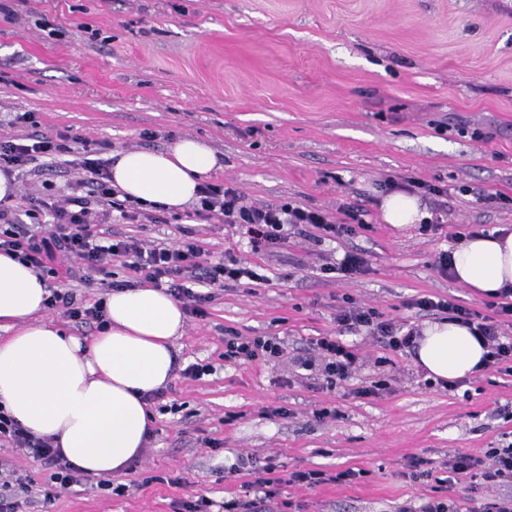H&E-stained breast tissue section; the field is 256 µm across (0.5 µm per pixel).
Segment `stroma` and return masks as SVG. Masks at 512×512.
<instances>
[{
  "instance_id": "stroma-1",
  "label": "stroma",
  "mask_w": 512,
  "mask_h": 512,
  "mask_svg": "<svg viewBox=\"0 0 512 512\" xmlns=\"http://www.w3.org/2000/svg\"><path fill=\"white\" fill-rule=\"evenodd\" d=\"M0 14V118L34 113L37 132L71 130L110 151L163 149L190 136L206 142L220 167L214 183L237 186L246 203H293L364 227L323 239L314 227L288 231L274 249L253 250L244 226L191 212L159 221L99 226L109 243L133 236L145 246L192 240L199 261L230 259L260 282L214 289L202 317L187 315L175 342V370L151 403L155 427L143 456L112 476L123 495L94 476L56 490L51 471L9 448L31 480L15 512H183L195 496L241 498L239 456L273 464L281 482L260 512H400L428 498L477 512L512 484L486 486L444 461L512 444V374L479 372L450 389L427 378L411 350L386 349L368 332L336 323L346 302L375 309L403 328L429 317L420 297L448 296L489 314V300L435 262L473 225L512 231V0H12ZM82 171L57 160L17 176L12 220L30 200L71 194ZM442 188L422 198L440 227L397 229L379 209L388 181ZM363 253L365 274L326 273L345 251ZM103 280L74 286L77 300H104L107 283L140 287L142 273L120 261ZM273 336L274 359L224 357V338ZM354 347L359 367L327 381L298 365L317 340ZM208 375L192 380L191 364ZM383 380L379 397L358 389ZM422 461L431 477L413 475ZM356 469L353 481L308 489L288 473Z\"/></svg>"
}]
</instances>
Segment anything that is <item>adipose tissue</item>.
Masks as SVG:
<instances>
[{
	"label": "adipose tissue",
	"mask_w": 512,
	"mask_h": 512,
	"mask_svg": "<svg viewBox=\"0 0 512 512\" xmlns=\"http://www.w3.org/2000/svg\"><path fill=\"white\" fill-rule=\"evenodd\" d=\"M120 199L184 210L218 159L192 137L162 150L111 155ZM385 223L402 228L426 219L416 195L394 190L381 200ZM454 279L486 297L512 289V232L461 237L451 251ZM46 280L0 253V408L34 434L52 438L67 461L93 475H119L146 448L155 417L148 395L173 377L181 302L158 288L108 294V322L91 338L67 333L45 314ZM415 362L433 380L477 373L485 353L469 329L451 319L424 324Z\"/></svg>",
	"instance_id": "obj_1"
}]
</instances>
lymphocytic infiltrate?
I'll use <instances>...</instances> for the list:
<instances>
[{"mask_svg": "<svg viewBox=\"0 0 512 512\" xmlns=\"http://www.w3.org/2000/svg\"><path fill=\"white\" fill-rule=\"evenodd\" d=\"M78 139L69 133L53 137L33 135L31 140L16 136L0 139V171L9 173L23 169L37 155L73 152ZM85 175L78 180L77 195L62 200H39L28 210L27 223L0 225V252L15 255L19 261L30 264L41 276L52 278L53 285L45 301L48 309L64 308L68 318L81 324H104L102 304L83 307L76 303L69 282L88 283L90 273L112 259L129 261L132 268L143 271L154 287L165 290L176 299L191 303L192 313L200 314L212 299L211 291L223 287L225 281L258 280V273L236 264L202 266L197 262L198 248L186 240L176 246L144 249L134 237L113 240L110 245H99L91 231L92 226L108 223L113 209L120 203L108 182L107 163L101 159H84ZM199 205L194 210L202 220L222 216L225 223L242 224L247 228L254 249L273 248L284 239L285 227L312 226L331 236L351 234L352 225L334 223L328 214L286 204L253 206L245 204L241 192L228 184L206 183L199 190ZM203 285V292H195L193 284ZM414 308L424 312L448 314L467 326L483 345V371H502L512 365V336L501 332L498 317H512V301L497 305L494 315L488 316L446 298L433 300L422 297L414 301ZM338 326L344 329L368 328L377 334L392 351L411 348L414 333H400L392 323L380 320L374 309L345 307L336 315ZM317 357L302 359L300 366L307 371H319L327 380L347 379L355 370L358 356L352 346L342 340L324 337L318 340ZM282 351L281 344L270 336L232 335L224 339L226 359L253 361L275 357ZM10 444L15 450L33 455L51 468V478L59 489L76 483V469L55 449L50 439L37 436L21 427L17 421L0 409V443ZM449 473L478 472L488 484L512 483V444L489 449L484 457L458 454L447 462Z\"/></svg>", "mask_w": 512, "mask_h": 512, "instance_id": "lymphocytic-infiltrate-1", "label": "lymphocytic infiltrate"}]
</instances>
